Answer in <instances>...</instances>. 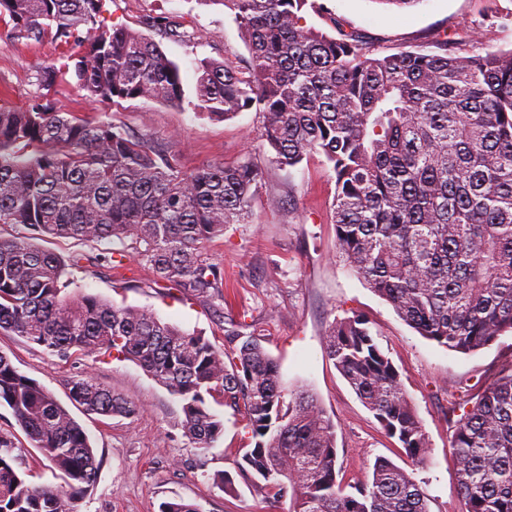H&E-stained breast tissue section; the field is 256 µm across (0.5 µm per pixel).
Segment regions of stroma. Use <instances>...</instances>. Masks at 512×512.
Listing matches in <instances>:
<instances>
[{
	"instance_id": "1",
	"label": "stroma",
	"mask_w": 512,
	"mask_h": 512,
	"mask_svg": "<svg viewBox=\"0 0 512 512\" xmlns=\"http://www.w3.org/2000/svg\"><path fill=\"white\" fill-rule=\"evenodd\" d=\"M317 2L321 9L307 12L308 25L327 31L330 18H337L386 52L428 51L445 38L469 53L512 47V0H421L405 9L379 0ZM105 8L108 23L154 39L179 64L182 104L143 99L93 103L70 79L41 86L38 72L61 63L67 46L49 38L38 43L15 40L0 23V108L23 109L41 97L56 111L89 122L109 120L141 138L171 143L184 169L247 158L262 169L263 179L245 223L227 225L222 236L203 244L224 269L227 301L183 300L176 289L157 288L152 274L130 257L125 270L116 274L99 266L70 270L75 289L119 307L149 310L219 348L228 345L232 332L260 338L278 361L285 382L313 389L336 423L338 461L347 482L365 480L375 460L386 458L412 472L428 495L430 512H462L448 400L462 388L480 393L512 364V333L472 353L451 351L420 336L339 258L332 222L336 185L323 157L315 154L297 167L279 168L259 138L258 112L246 110L224 120L194 109L198 60L211 58L241 68L250 59L223 5L216 0H106ZM160 16L179 23L180 35L159 32L153 22ZM272 194L283 198L281 209L268 207ZM353 314L369 320L418 413L429 441L423 466H413L399 443L385 436L325 352L326 323ZM0 352L68 409L95 449L97 479L79 499L77 512H159L162 502L179 498L195 503L200 512H292V498H265L240 480L230 493L215 484L216 474L235 473L246 442L243 421L230 409L214 405L224 432L205 452L184 435L177 399L132 361L99 353L62 360L10 332L0 333ZM81 374L136 402L139 414L132 419L86 414L70 400L66 386ZM1 432L12 435L29 484L58 485L4 405Z\"/></svg>"
}]
</instances>
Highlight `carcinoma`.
<instances>
[{
	"label": "carcinoma",
	"instance_id": "1",
	"mask_svg": "<svg viewBox=\"0 0 512 512\" xmlns=\"http://www.w3.org/2000/svg\"><path fill=\"white\" fill-rule=\"evenodd\" d=\"M106 0H0L10 34L50 35L79 49L43 70L49 87L72 74L93 102L184 101L181 69L159 43L105 22ZM250 61L239 69L203 60L196 107L224 120L255 109L260 137L281 167L310 155L334 174L339 256L421 336L469 353L512 332V49L461 55L382 53L333 20L337 35L309 26L310 0H220ZM262 170L244 159L185 171L173 147L88 123L41 98L0 109V331L67 360L104 353L131 360L182 403V428L208 450L224 430L213 399L245 421L238 463L246 483L294 512H429L411 474L377 461L345 494L337 427L307 388L289 389L260 339L217 349L150 311L69 291L67 267L123 266L113 251L64 259L34 240L129 244L161 288L188 299L224 300V269L203 241L249 217ZM326 353L384 433L413 465L428 443L399 372L362 315L325 327ZM69 398L91 414L131 418L138 406L84 375ZM58 472L60 486L27 483L14 442L0 433V512H76L95 482L94 448L79 422L41 383L0 353V405ZM462 411L450 445L463 512H512V369Z\"/></svg>",
	"mask_w": 512,
	"mask_h": 512
}]
</instances>
